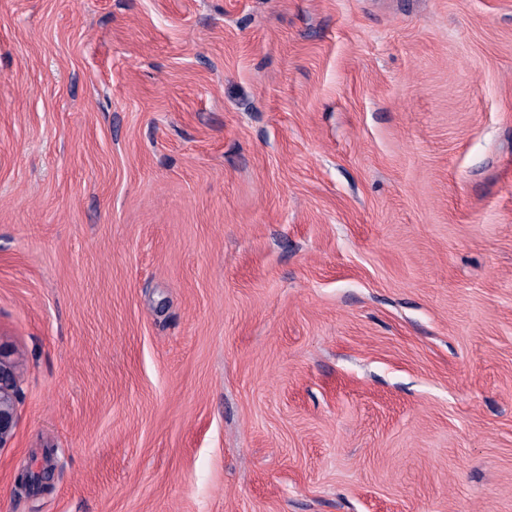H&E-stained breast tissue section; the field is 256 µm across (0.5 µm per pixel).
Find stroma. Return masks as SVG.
I'll use <instances>...</instances> for the list:
<instances>
[{
    "label": "stroma",
    "instance_id": "stroma-1",
    "mask_svg": "<svg viewBox=\"0 0 512 512\" xmlns=\"http://www.w3.org/2000/svg\"><path fill=\"white\" fill-rule=\"evenodd\" d=\"M0 345V512H512V0H0ZM0 345V447L13 437L17 421V362Z\"/></svg>",
    "mask_w": 512,
    "mask_h": 512
}]
</instances>
